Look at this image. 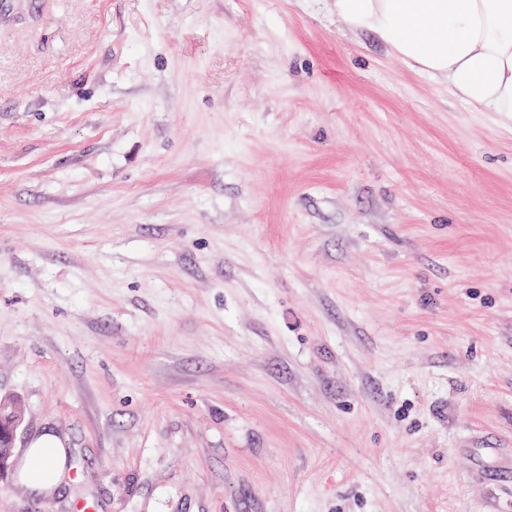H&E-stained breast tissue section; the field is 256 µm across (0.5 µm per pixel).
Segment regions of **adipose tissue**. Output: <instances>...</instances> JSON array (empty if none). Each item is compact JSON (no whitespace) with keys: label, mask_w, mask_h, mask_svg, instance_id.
<instances>
[{"label":"adipose tissue","mask_w":512,"mask_h":512,"mask_svg":"<svg viewBox=\"0 0 512 512\" xmlns=\"http://www.w3.org/2000/svg\"><path fill=\"white\" fill-rule=\"evenodd\" d=\"M335 8L473 110L512 115V0H335ZM60 445L49 430L33 442L29 490L58 480L50 451Z\"/></svg>","instance_id":"1"}]
</instances>
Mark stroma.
Masks as SVG:
<instances>
[{
    "label": "stroma",
    "mask_w": 512,
    "mask_h": 512,
    "mask_svg": "<svg viewBox=\"0 0 512 512\" xmlns=\"http://www.w3.org/2000/svg\"><path fill=\"white\" fill-rule=\"evenodd\" d=\"M18 2L0 512H512V116L334 0ZM21 415L0 417V473L4 474L11 467L14 455L17 431L21 425ZM2 441V442H1ZM51 448L62 447L57 435L49 430L43 432L30 448L28 472L33 470L34 475L28 477L26 483L31 491L46 490L50 485L55 484L60 476L62 469H57L54 455L44 457V453L52 450ZM43 468L47 471H43ZM46 477H50L49 482H45Z\"/></svg>",
    "instance_id": "35a3bbf8"
}]
</instances>
